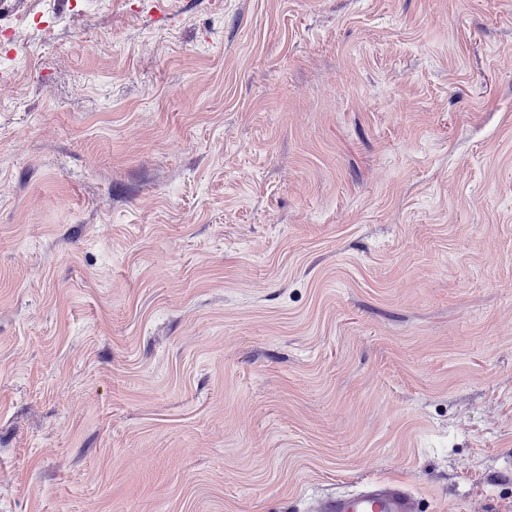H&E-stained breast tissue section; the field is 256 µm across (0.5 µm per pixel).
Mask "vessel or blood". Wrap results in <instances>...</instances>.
Instances as JSON below:
<instances>
[{
    "label": "vessel or blood",
    "instance_id": "b4317fda",
    "mask_svg": "<svg viewBox=\"0 0 512 512\" xmlns=\"http://www.w3.org/2000/svg\"><path fill=\"white\" fill-rule=\"evenodd\" d=\"M320 512H416V507L405 484L370 482L357 492L326 498Z\"/></svg>",
    "mask_w": 512,
    "mask_h": 512
}]
</instances>
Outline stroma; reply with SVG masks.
<instances>
[{"instance_id":"obj_1","label":"stroma","mask_w":512,"mask_h":512,"mask_svg":"<svg viewBox=\"0 0 512 512\" xmlns=\"http://www.w3.org/2000/svg\"><path fill=\"white\" fill-rule=\"evenodd\" d=\"M512 512V0H0V512ZM321 512H415L407 486L399 482H369L360 490L326 498Z\"/></svg>"}]
</instances>
